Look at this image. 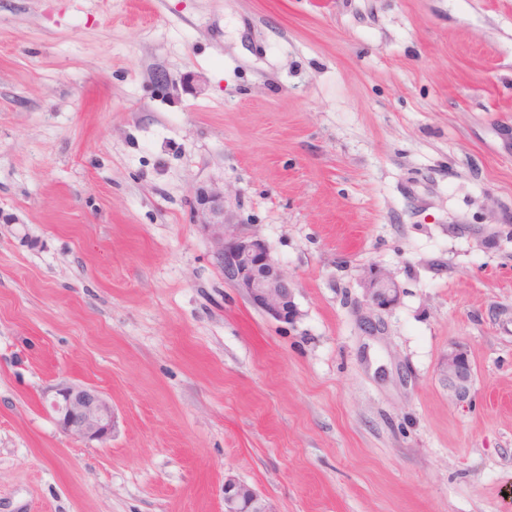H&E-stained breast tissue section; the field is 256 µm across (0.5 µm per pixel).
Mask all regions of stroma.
Here are the masks:
<instances>
[{
  "label": "stroma",
  "instance_id": "1",
  "mask_svg": "<svg viewBox=\"0 0 512 512\" xmlns=\"http://www.w3.org/2000/svg\"><path fill=\"white\" fill-rule=\"evenodd\" d=\"M212 185L293 322L225 284ZM61 382L111 439L61 431ZM228 477L512 512V0H0V512H224ZM366 291L368 301L377 307L391 305L395 303L398 298V288L387 278L378 273L370 274ZM442 372L449 396L459 403L469 400L473 387V369L461 345H453L448 349ZM51 414L70 438L85 443L105 442L112 436V404L97 387L81 383H59L50 390Z\"/></svg>",
  "mask_w": 512,
  "mask_h": 512
}]
</instances>
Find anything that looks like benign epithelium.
I'll use <instances>...</instances> for the list:
<instances>
[{"mask_svg": "<svg viewBox=\"0 0 512 512\" xmlns=\"http://www.w3.org/2000/svg\"><path fill=\"white\" fill-rule=\"evenodd\" d=\"M194 224L206 236L224 282L236 288L249 302L271 318L294 321L299 310L295 284L271 258L264 238L246 224H237L224 209V190L201 187L192 201ZM367 298L377 307L397 301L398 288L378 273L369 276ZM443 379L449 396L461 403L470 399L473 369L460 345L448 349ZM51 414L70 438L85 443L105 442L112 436V404L97 387L81 383H59L51 387ZM224 512H272L252 486L235 478L224 480Z\"/></svg>", "mask_w": 512, "mask_h": 512, "instance_id": "7a95c632", "label": "benign epithelium"}]
</instances>
